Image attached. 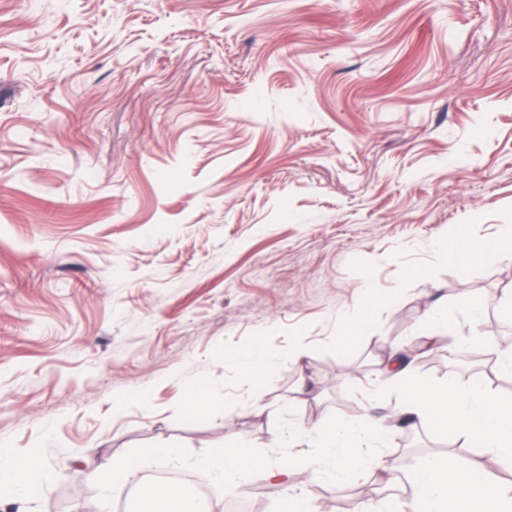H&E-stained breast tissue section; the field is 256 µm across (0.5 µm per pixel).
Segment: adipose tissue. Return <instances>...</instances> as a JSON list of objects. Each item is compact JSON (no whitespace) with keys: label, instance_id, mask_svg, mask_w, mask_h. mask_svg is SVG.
Here are the masks:
<instances>
[{"label":"adipose tissue","instance_id":"adipose-tissue-1","mask_svg":"<svg viewBox=\"0 0 512 512\" xmlns=\"http://www.w3.org/2000/svg\"><path fill=\"white\" fill-rule=\"evenodd\" d=\"M404 407L427 427L454 429L468 447L480 449L500 461L512 463V399L498 397L481 385L456 393L429 385L406 382ZM384 419L367 414L362 420H335L314 429V444L304 462L312 477L329 476L341 482L371 479L374 460L360 452L370 441H383ZM207 475L234 480L252 472L277 484L288 482L287 470L269 471L246 447L219 448L198 460ZM144 468V460L131 455L114 462L103 461L90 479L106 492H122ZM412 487L409 503L387 501V512H512V487L495 484L482 465L460 467L452 457L431 456L408 477ZM0 487L9 495L34 499L48 491L41 477L38 458L16 457L7 447L0 449Z\"/></svg>","mask_w":512,"mask_h":512}]
</instances>
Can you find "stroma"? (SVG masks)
I'll return each instance as SVG.
<instances>
[{"instance_id":"stroma-1","label":"stroma","mask_w":512,"mask_h":512,"mask_svg":"<svg viewBox=\"0 0 512 512\" xmlns=\"http://www.w3.org/2000/svg\"><path fill=\"white\" fill-rule=\"evenodd\" d=\"M502 224L512 0H0V443L50 486L0 512L77 483L116 512L90 472L161 443L343 499L289 426L391 413L377 370L431 310L511 326ZM461 225L465 266L438 249ZM256 342L255 381L224 353ZM196 465L202 473L220 477L225 481L252 472L279 485H288V467L281 468L278 473L269 471L265 464L244 446L216 449L198 460Z\"/></svg>"}]
</instances>
